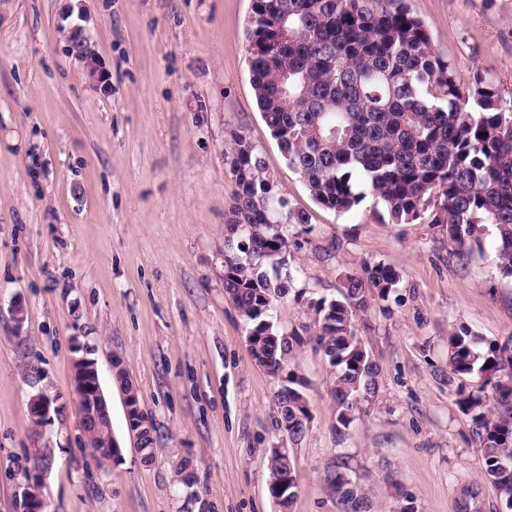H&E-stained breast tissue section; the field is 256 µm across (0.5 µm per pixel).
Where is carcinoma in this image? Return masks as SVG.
<instances>
[{
  "label": "carcinoma",
  "mask_w": 512,
  "mask_h": 512,
  "mask_svg": "<svg viewBox=\"0 0 512 512\" xmlns=\"http://www.w3.org/2000/svg\"><path fill=\"white\" fill-rule=\"evenodd\" d=\"M258 108L271 136L315 203L336 213L360 204L363 183L394 224L446 225L463 257L494 228V261L512 276V98L481 74L461 93L407 0H252L246 29ZM235 182L224 221V295L247 327L250 350L275 377L312 342L336 367L331 396L343 433L379 390L380 370L358 332L401 275L369 262L347 273L333 297L293 290L289 262L311 231L267 174L261 152L231 135L225 153ZM293 297L304 320L284 330L258 326ZM483 379L475 390L466 379ZM448 386L470 422L485 474L512 512V336L478 344L466 329L448 334ZM302 379L274 393L276 425L311 418ZM343 512H367V498L340 469L325 475ZM268 491L283 504L299 484L290 453L269 450Z\"/></svg>",
  "instance_id": "obj_1"
}]
</instances>
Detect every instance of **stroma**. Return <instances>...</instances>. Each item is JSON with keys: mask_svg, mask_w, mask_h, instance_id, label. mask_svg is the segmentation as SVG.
Listing matches in <instances>:
<instances>
[{"mask_svg": "<svg viewBox=\"0 0 512 512\" xmlns=\"http://www.w3.org/2000/svg\"><path fill=\"white\" fill-rule=\"evenodd\" d=\"M252 0H85L112 91L86 79L61 31L67 0H0V512L37 449L48 512H342L324 475L346 464L370 512H504L455 395L439 374L448 335L512 336V277L492 260V227L464 259L443 225L394 224L366 197L324 209L289 167L259 112L246 50ZM461 90L476 74L512 93V0H408ZM261 151L290 207L312 230L291 263L306 297L383 261L401 274L363 336L380 387L336 432L334 369L305 344L290 367L311 407L289 446L299 489L288 510L267 490V457L284 446L279 386L252 359L224 295V214L233 133ZM26 310L16 325L10 305ZM93 347L121 460L99 467L79 442L71 393L74 337ZM138 386L156 430L136 450L111 359ZM47 387L58 412L36 431L27 402ZM193 475V486L180 481Z\"/></svg>", "mask_w": 512, "mask_h": 512, "instance_id": "obj_1", "label": "stroma"}]
</instances>
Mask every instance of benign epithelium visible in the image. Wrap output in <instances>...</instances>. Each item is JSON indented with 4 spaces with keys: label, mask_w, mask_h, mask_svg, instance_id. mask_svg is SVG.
Here are the masks:
<instances>
[{
    "label": "benign epithelium",
    "mask_w": 512,
    "mask_h": 512,
    "mask_svg": "<svg viewBox=\"0 0 512 512\" xmlns=\"http://www.w3.org/2000/svg\"><path fill=\"white\" fill-rule=\"evenodd\" d=\"M65 40L69 54L80 63L88 79L101 92L109 93L111 77L103 67L95 43L86 27L79 24L70 26L66 29ZM73 345L78 356L72 359V393L79 408L80 433H85V429L88 428L100 435L105 441V447L91 450L92 455L96 457L104 453L110 460L115 461L121 458L122 449L112 433L110 404L101 386L98 363L89 357L92 348L81 342L80 337H73ZM110 370L113 378L118 381L128 425L141 437L151 430L152 424L144 415L137 391L133 387L121 384L120 361H110ZM55 401L56 398L48 396L42 390L31 396L28 402L29 415L39 427L43 428L51 422L52 405ZM34 482L35 477L29 474L27 479L18 485L16 504L19 512H44L43 501L33 491Z\"/></svg>",
    "instance_id": "7a95c632"
}]
</instances>
